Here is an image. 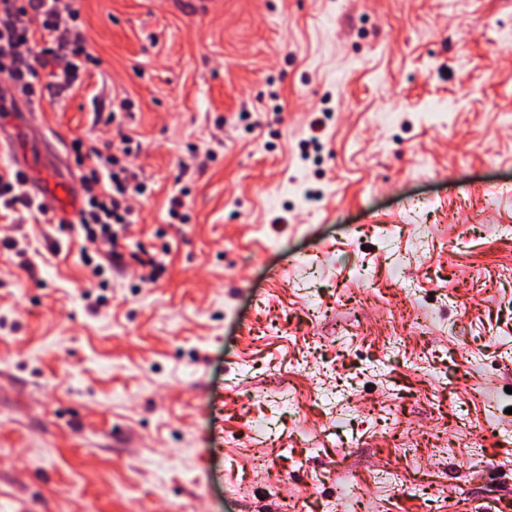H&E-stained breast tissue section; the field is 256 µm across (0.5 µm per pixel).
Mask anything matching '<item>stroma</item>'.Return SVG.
<instances>
[{
	"instance_id": "1",
	"label": "stroma",
	"mask_w": 512,
	"mask_h": 512,
	"mask_svg": "<svg viewBox=\"0 0 512 512\" xmlns=\"http://www.w3.org/2000/svg\"><path fill=\"white\" fill-rule=\"evenodd\" d=\"M76 7L0 164L123 133L147 189L104 288L52 195L0 214V512H512V0Z\"/></svg>"
}]
</instances>
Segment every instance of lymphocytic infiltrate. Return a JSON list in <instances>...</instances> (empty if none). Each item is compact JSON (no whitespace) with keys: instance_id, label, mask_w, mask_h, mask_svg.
Returning <instances> with one entry per match:
<instances>
[{"instance_id":"1","label":"lymphocytic infiltrate","mask_w":512,"mask_h":512,"mask_svg":"<svg viewBox=\"0 0 512 512\" xmlns=\"http://www.w3.org/2000/svg\"><path fill=\"white\" fill-rule=\"evenodd\" d=\"M87 41L72 0H0V78L23 91L37 92L40 69L49 67L59 88L78 81L76 60L85 56ZM133 140L123 135L104 147L72 142L77 164H89L82 175L84 205L79 224L91 244L108 245L111 261H119L117 242L132 222V195L141 193L128 164Z\"/></svg>"}]
</instances>
